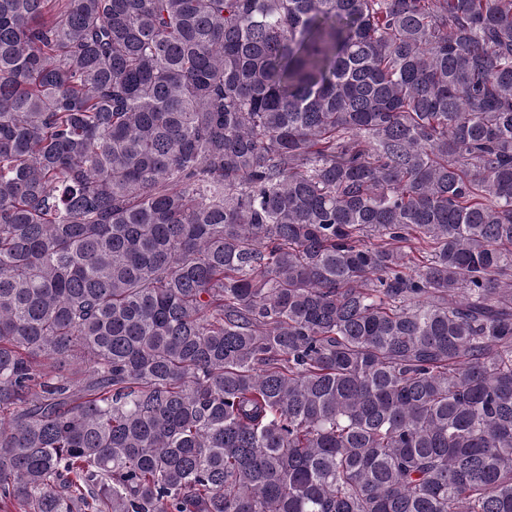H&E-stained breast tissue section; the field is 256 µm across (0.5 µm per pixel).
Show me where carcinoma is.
<instances>
[{"label":"carcinoma","mask_w":512,"mask_h":512,"mask_svg":"<svg viewBox=\"0 0 512 512\" xmlns=\"http://www.w3.org/2000/svg\"><path fill=\"white\" fill-rule=\"evenodd\" d=\"M0 512H512V0H0Z\"/></svg>","instance_id":"obj_1"}]
</instances>
